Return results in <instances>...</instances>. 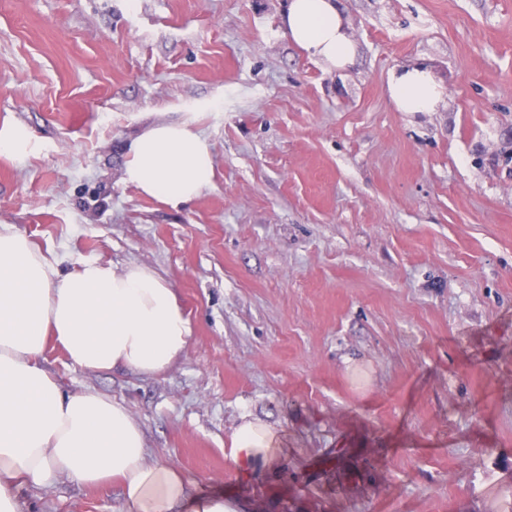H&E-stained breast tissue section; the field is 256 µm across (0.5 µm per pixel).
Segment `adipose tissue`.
Listing matches in <instances>:
<instances>
[{
  "mask_svg": "<svg viewBox=\"0 0 512 512\" xmlns=\"http://www.w3.org/2000/svg\"><path fill=\"white\" fill-rule=\"evenodd\" d=\"M286 38L327 68L351 65L354 44L338 0H288ZM397 112L436 111L444 89L414 65L391 73ZM214 177L207 139L187 123H163L130 146L125 182L178 209ZM192 327L171 282L150 269L81 262L61 273L58 260L24 233L0 226V512H22L27 490L63 479L108 491L119 486L125 512H238L220 493L189 494L173 465L148 462L145 436L127 408L94 392H67L43 364L47 345L73 366L153 377L184 354ZM270 427L243 419L232 456L245 465L271 459Z\"/></svg>",
  "mask_w": 512,
  "mask_h": 512,
  "instance_id": "1",
  "label": "adipose tissue"
}]
</instances>
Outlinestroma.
<instances>
[{"mask_svg":"<svg viewBox=\"0 0 512 512\" xmlns=\"http://www.w3.org/2000/svg\"><path fill=\"white\" fill-rule=\"evenodd\" d=\"M330 71L279 30L285 0H0V225L60 261L136 264L193 324L166 373L91 371L150 460L240 512H512V0H340ZM428 67L433 112H396ZM208 140L179 209L123 180L150 125ZM275 460L232 459L243 417ZM29 512H118L69 480ZM387 90L390 104L396 112L436 111L444 93L433 72L420 65L392 72ZM29 142L30 137L10 129H3L0 131V156L9 158L21 156L26 153Z\"/></svg>","mask_w":512,"mask_h":512,"instance_id":"1","label":"stroma"}]
</instances>
